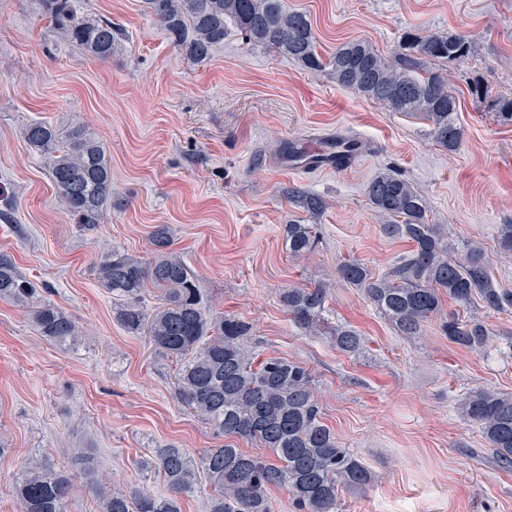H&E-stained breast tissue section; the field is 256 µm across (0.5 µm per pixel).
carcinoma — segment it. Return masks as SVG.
I'll use <instances>...</instances> for the list:
<instances>
[{
	"label": "carcinoma",
	"mask_w": 512,
	"mask_h": 512,
	"mask_svg": "<svg viewBox=\"0 0 512 512\" xmlns=\"http://www.w3.org/2000/svg\"><path fill=\"white\" fill-rule=\"evenodd\" d=\"M151 13L180 53L204 61L224 43L232 23L249 41L277 49L312 71L329 70L336 82L394 112L417 116L431 126L442 148H460L464 130L458 122L456 90L448 73L427 69L423 62H453L469 56L463 36L434 32L408 33L392 58L370 43L354 39L327 59L307 15L288 10L286 0H145ZM57 38L79 46L88 56L106 61L118 46L119 30L107 19L77 14L73 0H41ZM25 142L42 158L58 198L76 224H102L112 208V163L104 145L84 122L59 127L42 121L24 126ZM293 194L316 214L326 201L299 189ZM369 205L399 219L384 230L412 243L409 256L381 276L357 260L337 269L344 281L363 289L376 308L403 336L418 335L441 315L446 300L467 307L480 299L499 311L512 306V295L495 288L481 247L469 245L464 258L448 254V244L428 223L427 202L411 184L389 172L367 185ZM314 225H286V246L294 257L311 253ZM512 256V224H501L496 238ZM153 258L114 251L100 264V280L115 301V319L131 336L144 332L162 356L180 363L174 396L217 435L259 442L269 456L259 457L232 445L208 448L198 456L176 445L157 448L144 466L162 477L166 492L127 490L91 482L99 512H182V497L209 486L204 512H271L269 494H288L294 512H336L339 492L364 491L372 472L353 451L341 445L325 424L311 369L278 355L260 362L248 346L250 327L214 313L204 300L194 272L172 251L166 225L152 234ZM155 291L156 304L146 297ZM0 300L31 309L40 334L56 344L79 335L72 316L44 299L11 259L0 256ZM280 301L288 317L336 350L362 353L355 330L330 325L326 289L286 288ZM448 338L468 349L482 348L490 336L485 322L465 321L448 313L441 323ZM457 411L477 427L499 461L512 466V394L477 387L457 403ZM70 478L38 459L23 464L13 493L23 512H67Z\"/></svg>",
	"instance_id": "1"
}]
</instances>
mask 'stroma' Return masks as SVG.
I'll return each mask as SVG.
<instances>
[{
	"label": "stroma",
	"mask_w": 512,
	"mask_h": 512,
	"mask_svg": "<svg viewBox=\"0 0 512 512\" xmlns=\"http://www.w3.org/2000/svg\"><path fill=\"white\" fill-rule=\"evenodd\" d=\"M80 16L120 28L117 51L91 59L60 41L40 0H0V254L41 295L71 315L78 340L41 336L28 309L0 301V512H21L11 483L22 462L49 461L72 479L68 512H98L73 449L92 453L99 474L128 488L162 490L141 469L154 448L198 453L223 445L173 398L175 361L147 336L116 322L99 266L118 250L152 255V233L167 225L173 251L197 275L214 312L251 327L250 347L303 363L314 375L323 418L373 474L346 492L338 512H512V467L503 468L477 429L455 410L477 386L512 393V308L474 303L491 333L482 351L448 340L439 322L400 335L363 289L337 266L361 260L384 274L411 244L384 232L388 215L365 194L391 171L426 200L454 255L483 248L496 287L512 293V260L496 234L512 224V122L469 94L480 77L491 95H512V0H286L305 13L322 55L369 41L383 56L405 33L466 36L469 56L446 66L458 93L463 143L438 146L421 118L394 112L229 28L223 45L196 62L161 31L145 0H73ZM89 125L112 159L107 222L74 224L48 171L22 137L34 120ZM353 135L363 159L347 169L304 173L286 160L290 144L315 146ZM323 197L309 214L291 189ZM317 228L308 258L285 245V226ZM321 285L330 321L350 326L366 348L351 357L306 335L280 302L283 289Z\"/></svg>",
	"instance_id": "stroma-1"
}]
</instances>
